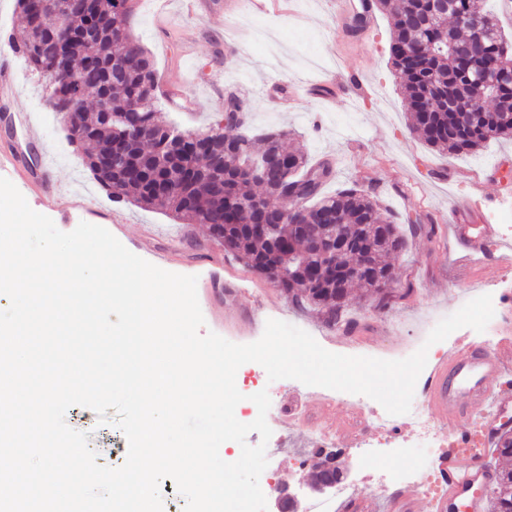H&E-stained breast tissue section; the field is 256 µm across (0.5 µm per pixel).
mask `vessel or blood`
Returning a JSON list of instances; mask_svg holds the SVG:
<instances>
[{
    "mask_svg": "<svg viewBox=\"0 0 512 512\" xmlns=\"http://www.w3.org/2000/svg\"><path fill=\"white\" fill-rule=\"evenodd\" d=\"M336 16L365 28L374 22L373 0H337ZM45 192L60 216L84 208L83 199L62 194L42 166ZM485 181L473 182L472 198L455 205L449 231L465 254L482 253L489 238L476 224ZM506 367L500 352L462 340L448 358L434 366L425 383V401L442 423L452 428V441L439 462L443 487L426 501L427 512H484L485 491L494 479L487 459L499 436L512 429V391L498 388L495 379Z\"/></svg>",
    "mask_w": 512,
    "mask_h": 512,
    "instance_id": "b4317fda",
    "label": "vessel or blood"
}]
</instances>
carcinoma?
<instances>
[{
	"mask_svg": "<svg viewBox=\"0 0 512 512\" xmlns=\"http://www.w3.org/2000/svg\"><path fill=\"white\" fill-rule=\"evenodd\" d=\"M127 2L82 0L68 31L60 33L41 0H16L28 35L15 52L48 81L57 104L76 114L81 159L98 184L114 200L130 193L142 208L221 232L225 255L288 294L299 309L319 310L330 329L341 323L353 286L378 309L388 308L393 293L381 283L392 276L385 257L406 248L400 226L384 220L360 190L324 195L328 170L285 151L287 131H244L227 149L205 152L190 140L177 150L154 134L126 132L106 120L108 112H138L152 130L175 131L156 112L157 74L141 67L149 58L129 32ZM378 7L392 12V64L412 132L429 147L456 154H476L491 140L512 138V84L499 81L501 73L512 74V38L493 14L477 0H378ZM459 14L475 24L448 25ZM472 81L490 84L491 107L475 118L452 111ZM427 93L434 99L428 124L419 111ZM90 94L97 102L93 112L85 106ZM290 192L302 194L300 208L286 213L270 203ZM256 224L268 230L258 232ZM338 224L352 228V244L336 261L348 271L343 279L326 258ZM494 454L512 460L511 431L500 436ZM487 504L488 512H512L511 467L496 470Z\"/></svg>",
	"mask_w": 512,
	"mask_h": 512,
	"instance_id": "cac0c4a2",
	"label": "carcinoma"
}]
</instances>
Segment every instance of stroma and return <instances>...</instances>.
Here are the masks:
<instances>
[{
  "instance_id": "1",
  "label": "stroma",
  "mask_w": 512,
  "mask_h": 512,
  "mask_svg": "<svg viewBox=\"0 0 512 512\" xmlns=\"http://www.w3.org/2000/svg\"><path fill=\"white\" fill-rule=\"evenodd\" d=\"M185 2L154 0L147 6L138 0L129 15L131 32L148 50L159 80L178 90L179 108L163 98L157 101L166 121L187 131H204L223 113L228 96H236L248 109L253 132L288 130V149H303L313 163L332 162L334 177L326 193L357 184L372 192L398 224L419 215L434 224V237L408 236L405 251L390 257L398 287L388 309H376L360 289H352L348 317L354 326L347 338L337 340L318 312L296 309L280 289L225 258L223 246L205 225L183 224L127 201L112 202L75 151H57L64 126L48 104L42 78L32 72L18 83L15 97H0V177L18 188L31 209L51 217L60 231H72L85 221V214L76 211L61 219L48 199L18 175L19 169L48 158L64 192L94 199L100 208L123 215V222L109 224L108 230L130 252L149 262L155 252H169L167 271L196 276L206 330L230 342H255L267 320L277 319L302 328L333 353L398 360L424 346L432 365L470 331L458 329L429 346L427 327L456 312L463 296L488 294L500 319L486 346L500 348L506 339L505 301L512 296V266L494 268L479 258H464L445 228L450 202L469 191L485 166H494L481 222L490 228L496 252H507L504 236L512 225V178L503 172L512 168V141H489L475 155H444L410 131L389 60L392 19L385 11H377L375 27L352 40L336 30L334 0H294L292 10L268 13L254 11L251 0H239L231 15L224 12V0H205V8L196 13L188 12ZM26 115L32 116L37 132L30 140L23 137ZM438 167L453 171L454 179L436 182ZM237 383L246 396L235 409L240 422L257 416L251 394L264 390L271 400L267 423L272 435L266 442L275 454L259 480L269 499L282 479L296 491H305L314 472V437L339 424L354 425L376 406L358 394H331L292 379L269 381L265 369L254 362L238 369ZM292 396L303 398L305 419L286 428L279 421V406ZM116 421L115 412L102 419L80 405L65 413L70 428L88 434L89 446L104 466L121 465L127 456L128 442ZM398 432L399 450L382 453L360 467L351 464L345 439H338L334 449L350 472L347 486L359 494H380L388 489L386 475L416 466L422 440L414 422L400 421Z\"/></svg>"
}]
</instances>
